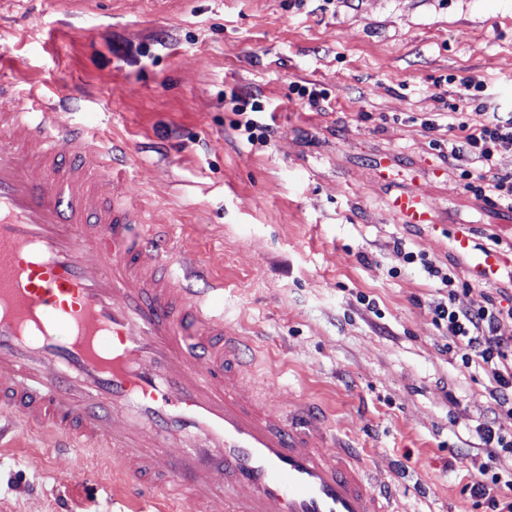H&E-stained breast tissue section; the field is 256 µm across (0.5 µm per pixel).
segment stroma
Instances as JSON below:
<instances>
[{"instance_id": "stroma-1", "label": "stroma", "mask_w": 512, "mask_h": 512, "mask_svg": "<svg viewBox=\"0 0 512 512\" xmlns=\"http://www.w3.org/2000/svg\"><path fill=\"white\" fill-rule=\"evenodd\" d=\"M0 72L111 144L148 221L223 281L271 395L317 402L402 512H489L462 489L512 472L477 433L490 377L447 350L430 313L447 293L405 254L464 281L454 225L512 249V210L443 157L452 124L512 113V0H0ZM468 76L483 110L452 113ZM292 83L325 90L321 110ZM254 90L278 129L266 143L224 100ZM403 191L430 224L395 222ZM0 427V512H159L103 481V449L76 480L45 432L6 411Z\"/></svg>"}]
</instances>
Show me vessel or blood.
<instances>
[{"label": "vessel or blood", "mask_w": 512, "mask_h": 512, "mask_svg": "<svg viewBox=\"0 0 512 512\" xmlns=\"http://www.w3.org/2000/svg\"><path fill=\"white\" fill-rule=\"evenodd\" d=\"M110 171L82 130L0 84V408L64 451L105 448L138 499L164 490L190 512H393L365 457L307 399L246 387V336L207 295L170 284L174 268L200 277L199 258L159 235L128 186L104 196ZM389 208L402 224L429 221L411 192ZM452 242L477 279L512 267V253L476 248L470 225Z\"/></svg>", "instance_id": "b4317fda"}]
</instances>
